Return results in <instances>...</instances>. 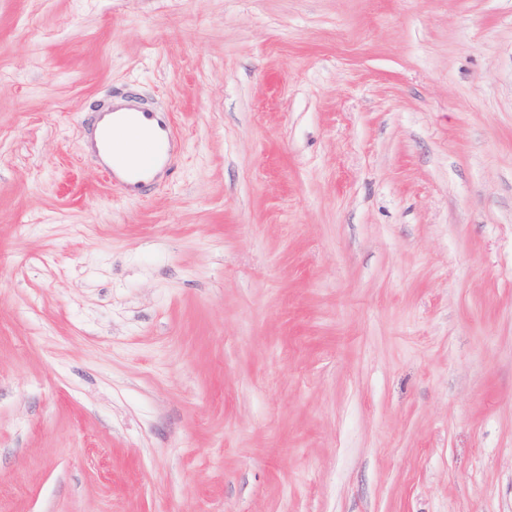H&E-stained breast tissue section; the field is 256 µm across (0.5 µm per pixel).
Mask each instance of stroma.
Returning a JSON list of instances; mask_svg holds the SVG:
<instances>
[{"label": "stroma", "instance_id": "obj_1", "mask_svg": "<svg viewBox=\"0 0 512 512\" xmlns=\"http://www.w3.org/2000/svg\"><path fill=\"white\" fill-rule=\"evenodd\" d=\"M0 512H512V0H0ZM123 130L143 137L137 160L129 161L118 149L115 135ZM91 146L102 164L107 181L120 194L138 198L150 189L161 173L169 170L173 138L161 111L126 101L112 104L95 116Z\"/></svg>", "mask_w": 512, "mask_h": 512}]
</instances>
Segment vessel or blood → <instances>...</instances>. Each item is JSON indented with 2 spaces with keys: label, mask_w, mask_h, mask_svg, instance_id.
<instances>
[{
  "label": "vessel or blood",
  "mask_w": 512,
  "mask_h": 512,
  "mask_svg": "<svg viewBox=\"0 0 512 512\" xmlns=\"http://www.w3.org/2000/svg\"><path fill=\"white\" fill-rule=\"evenodd\" d=\"M124 131L143 139L137 160H128L117 146L116 137ZM91 146L107 181L120 194L137 198L168 171L173 138L158 110L129 101L99 111L92 122Z\"/></svg>",
  "instance_id": "b4317fda"
}]
</instances>
